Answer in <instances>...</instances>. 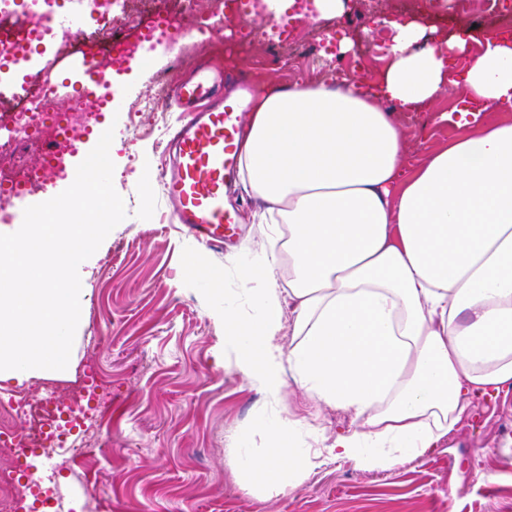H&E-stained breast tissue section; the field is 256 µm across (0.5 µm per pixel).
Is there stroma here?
Segmentation results:
<instances>
[{
    "instance_id": "stroma-1",
    "label": "stroma",
    "mask_w": 512,
    "mask_h": 512,
    "mask_svg": "<svg viewBox=\"0 0 512 512\" xmlns=\"http://www.w3.org/2000/svg\"><path fill=\"white\" fill-rule=\"evenodd\" d=\"M195 63L243 75L256 89L310 78L300 58L229 64L204 47ZM170 65L169 56L158 55L123 79L136 92L118 110L112 161L127 217L79 268L85 306L70 368L93 361L112 397V417L102 423L108 445L89 472L33 455L17 462V471L52 482L69 512H512V388L475 398L436 448L392 471L331 463L280 495L245 489L226 450L240 440L263 454V421L312 425L330 437L351 417L317 408L293 382L282 404L270 402L225 349L224 324L214 313L225 302L244 303L237 261L264 237L259 225L245 223L236 244L217 250L174 224L159 183L171 160L169 131L182 112L172 100L162 112L133 110L151 95L155 73ZM455 103L454 94L439 96L421 106L418 127L404 128L406 167L457 136ZM144 180L153 185L147 198ZM191 253L217 273L216 288L185 271Z\"/></svg>"
}]
</instances>
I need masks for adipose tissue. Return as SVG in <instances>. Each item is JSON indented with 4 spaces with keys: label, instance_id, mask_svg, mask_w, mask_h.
I'll return each instance as SVG.
<instances>
[{
    "label": "adipose tissue",
    "instance_id": "ef3b65f1",
    "mask_svg": "<svg viewBox=\"0 0 512 512\" xmlns=\"http://www.w3.org/2000/svg\"><path fill=\"white\" fill-rule=\"evenodd\" d=\"M420 36L418 23L397 25L382 96L349 75L248 99L242 183L261 202L267 244L239 266L248 307L225 304L227 346L271 401H285L289 373L352 417L318 449L278 421L263 426L265 454L231 449L266 493L335 461L393 470L448 436L473 398L512 385V124L460 118L448 146L407 175L389 113L446 91L512 105V41L487 36L473 55L469 31L417 51ZM466 54L459 81L448 59ZM287 327L297 341L285 348Z\"/></svg>",
    "mask_w": 512,
    "mask_h": 512
}]
</instances>
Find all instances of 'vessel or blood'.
<instances>
[{
    "label": "vessel or blood",
    "instance_id": "1",
    "mask_svg": "<svg viewBox=\"0 0 512 512\" xmlns=\"http://www.w3.org/2000/svg\"><path fill=\"white\" fill-rule=\"evenodd\" d=\"M95 61L74 63L68 88L88 96L101 89ZM173 98L188 114L174 134V161L162 175L163 195L176 220L188 232L213 247L224 245L238 230V213L227 189L239 175L238 134L246 112L244 98H214L208 75L178 83ZM207 108H200V101Z\"/></svg>",
    "mask_w": 512,
    "mask_h": 512
}]
</instances>
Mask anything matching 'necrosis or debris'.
I'll list each match as a JSON object with an SVG mask.
<instances>
[{
	"instance_id": "4bbe7bcc",
	"label": "necrosis or debris",
	"mask_w": 512,
	"mask_h": 512,
	"mask_svg": "<svg viewBox=\"0 0 512 512\" xmlns=\"http://www.w3.org/2000/svg\"><path fill=\"white\" fill-rule=\"evenodd\" d=\"M71 10L75 28L37 27L57 11ZM263 0H0V38L7 50L35 52L36 62L12 97L0 95V216L14 212L19 195L43 190L63 176L87 130L100 127L102 100L65 91L59 75L75 57L107 62V87L121 80L124 65L136 61L145 41L191 64L197 46L210 43L216 24L235 28L231 54L241 59L258 47L276 62L281 49L299 47L307 35L276 21L258 24ZM98 388L87 371L45 385L41 399L26 392L0 395V512H62L55 489L20 480L13 465L37 452L62 466L77 454L103 447L99 417H85L83 402Z\"/></svg>"
}]
</instances>
